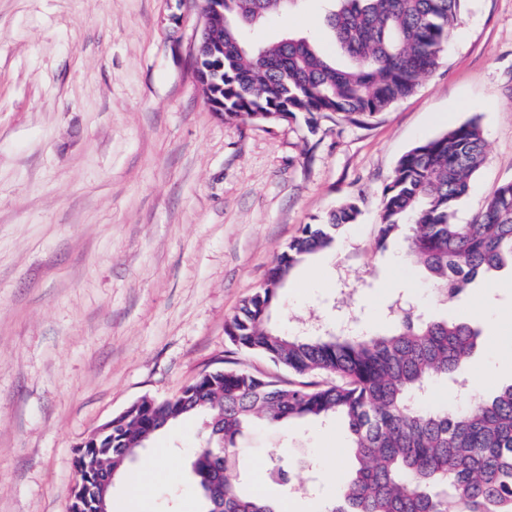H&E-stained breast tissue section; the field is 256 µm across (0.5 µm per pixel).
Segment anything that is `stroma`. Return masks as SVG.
Here are the masks:
<instances>
[{
    "label": "stroma",
    "instance_id": "stroma-1",
    "mask_svg": "<svg viewBox=\"0 0 512 512\" xmlns=\"http://www.w3.org/2000/svg\"><path fill=\"white\" fill-rule=\"evenodd\" d=\"M202 0H0V512H68L78 447L144 398H170L201 374L243 367L289 381L224 324L264 283L305 224L345 201L360 209L332 255L309 256L270 321L304 330L342 311L385 331L398 295L438 318L496 326L468 368L472 397L512 383V270L449 302L422 270L377 243L382 192L417 142L477 120L486 161L457 213L472 222L512 179V0H467L440 67L415 93L354 122L227 121L192 68ZM328 0H293L250 37H313L344 64ZM203 417L149 438L112 488L131 512H204L192 470ZM243 494L324 512L352 460L341 422H256L239 437ZM155 459L159 472L142 477ZM281 459L288 483L269 474Z\"/></svg>",
    "mask_w": 512,
    "mask_h": 512
}]
</instances>
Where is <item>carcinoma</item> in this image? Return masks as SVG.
I'll list each match as a JSON object with an SVG mask.
<instances>
[{
  "label": "carcinoma",
  "instance_id": "1",
  "mask_svg": "<svg viewBox=\"0 0 512 512\" xmlns=\"http://www.w3.org/2000/svg\"><path fill=\"white\" fill-rule=\"evenodd\" d=\"M289 0H224L222 77L214 91L226 120L278 121L303 115L369 118L410 96L440 65L443 46L466 0H331L327 23L349 64L339 67L308 36L288 33L257 44L248 32ZM485 162L475 120L423 140L398 161L383 190L378 244L403 235L406 256L447 300L512 264V180L489 193L469 224L456 214ZM358 207L347 202L322 222L303 225L269 269L264 285L224 325L238 349L262 355L300 378L283 385L244 368H221L188 387L174 403L144 397L113 421L95 454L120 475L142 445L145 415L165 423L220 418V436L193 461L205 512H276L272 502L236 485L237 441L262 418L268 423L341 420L356 467L327 512H512V383L475 401L462 374L481 331L464 320H437L390 307L381 335H314L277 330L270 308L292 271L308 256L330 252ZM458 385L460 403L427 409L412 397L432 382Z\"/></svg>",
  "mask_w": 512,
  "mask_h": 512
}]
</instances>
